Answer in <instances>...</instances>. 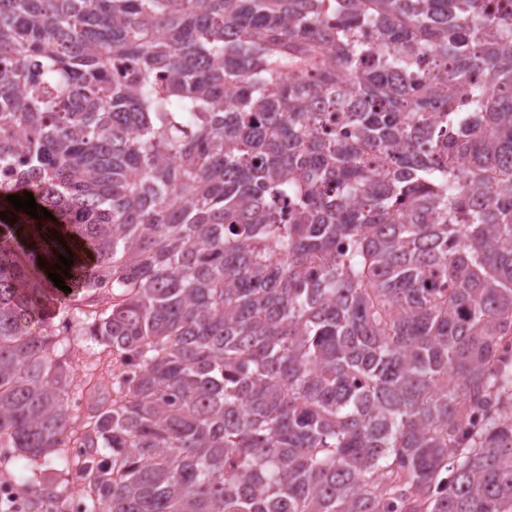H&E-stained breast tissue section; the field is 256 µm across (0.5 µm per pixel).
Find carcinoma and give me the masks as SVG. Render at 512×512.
Segmentation results:
<instances>
[{"mask_svg":"<svg viewBox=\"0 0 512 512\" xmlns=\"http://www.w3.org/2000/svg\"><path fill=\"white\" fill-rule=\"evenodd\" d=\"M198 3L0 0V448L89 512H512V0ZM58 316L139 365L74 439ZM59 457L60 452L55 451L46 457L28 459L0 448V478L14 476L25 485L28 491L26 502L29 503L28 508L23 509L26 512L42 511L37 499L41 488L48 487L57 495L64 496L69 485L74 482L73 469L63 468Z\"/></svg>","mask_w":512,"mask_h":512,"instance_id":"carcinoma-1","label":"carcinoma"}]
</instances>
